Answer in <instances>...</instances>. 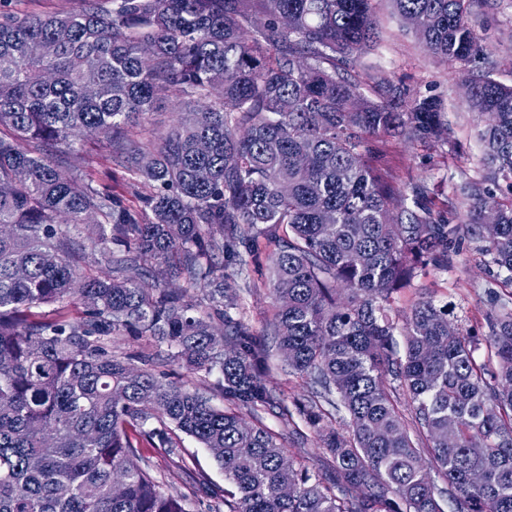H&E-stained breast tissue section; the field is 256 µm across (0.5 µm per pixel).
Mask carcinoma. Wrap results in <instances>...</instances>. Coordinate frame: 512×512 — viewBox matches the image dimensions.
Wrapping results in <instances>:
<instances>
[{
	"label": "carcinoma",
	"mask_w": 512,
	"mask_h": 512,
	"mask_svg": "<svg viewBox=\"0 0 512 512\" xmlns=\"http://www.w3.org/2000/svg\"><path fill=\"white\" fill-rule=\"evenodd\" d=\"M372 2L84 0L0 21V225L11 226L0 237V512H185L139 452H171L173 428L224 472L225 512H444L447 495L455 512H512V307L488 291L483 336L446 303L391 308L464 237L512 284V86L481 75L465 88L487 122L485 176L460 186V223L423 185L404 205L364 141L437 143L445 109L432 96L407 105L383 83L370 98L349 80L378 38ZM392 3L405 24L420 20L433 59L495 66L470 0ZM159 84L190 112L146 144L127 127L153 111ZM88 129L148 188L141 206L60 175L52 149ZM83 233L104 257L92 277L79 274ZM262 239L274 246L270 335L288 372L348 417L345 435L317 404L296 407L331 459L328 478L287 459L257 419L292 413L263 375L264 340L217 288ZM147 257L159 281L212 287L213 312L126 274ZM121 334L219 370L225 407L112 356L105 340ZM151 418L160 426L146 428Z\"/></svg>",
	"instance_id": "obj_1"
}]
</instances>
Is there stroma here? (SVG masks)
<instances>
[{"label":"stroma","mask_w":512,"mask_h":512,"mask_svg":"<svg viewBox=\"0 0 512 512\" xmlns=\"http://www.w3.org/2000/svg\"><path fill=\"white\" fill-rule=\"evenodd\" d=\"M374 7L380 43L359 60L354 78L361 92H368L371 85L389 82L421 96L438 97L445 105L448 129L432 149L404 136L369 139L368 157L393 177L403 194H410L415 185L439 193L448 201L449 222L458 223L464 212L458 196L460 185L482 178V147L478 139L482 122L476 113L468 111L463 91L471 78L485 72L499 83L512 86V0H473L471 5L476 32L498 50L497 63L491 69L479 61L453 65L435 61L424 53L418 34L402 21L390 0H376ZM52 158L63 174L91 176L98 188L122 194L127 203H136L138 194L144 190L138 179L117 163L111 143L101 136L84 138L72 149L57 147ZM269 254V248H261L243 273L232 268L226 271V283L239 296L245 321L257 332L264 330L273 312L268 294L272 286ZM489 285L484 257L474 242L465 239L449 268H428L415 280L413 288L396 296L392 307L404 310L419 298L429 297L447 305L462 324L482 334L487 330L485 292ZM267 345L265 378L269 387L284 405L291 407L307 401L312 392L310 385L289 374L275 339H268ZM107 348L118 357L132 355L151 361L155 369L165 373L167 381L204 393L216 406L224 404L218 386L219 372L182 367L173 359L170 347L154 338L114 336L109 338ZM261 421L281 434L288 457L318 474L326 473L327 455L314 431L300 418L286 422L277 412L265 411ZM171 439L173 453L152 448L142 451L163 491L181 498L186 512H224L223 471L194 438L175 430Z\"/></svg>","instance_id":"stroma-1"}]
</instances>
